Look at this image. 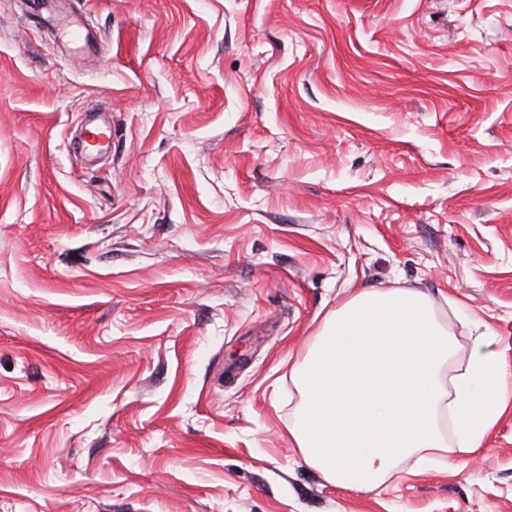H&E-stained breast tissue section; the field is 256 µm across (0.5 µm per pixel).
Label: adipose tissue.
I'll use <instances>...</instances> for the list:
<instances>
[{
    "mask_svg": "<svg viewBox=\"0 0 512 512\" xmlns=\"http://www.w3.org/2000/svg\"><path fill=\"white\" fill-rule=\"evenodd\" d=\"M459 341L414 288L359 290L324 322L294 372L300 402L288 435L332 485L366 492L410 458L478 448L495 423L506 380L492 341Z\"/></svg>",
    "mask_w": 512,
    "mask_h": 512,
    "instance_id": "obj_1",
    "label": "adipose tissue"
}]
</instances>
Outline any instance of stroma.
<instances>
[{
  "mask_svg": "<svg viewBox=\"0 0 512 512\" xmlns=\"http://www.w3.org/2000/svg\"><path fill=\"white\" fill-rule=\"evenodd\" d=\"M45 9L0 0V512H512V392L368 492L287 432L363 288L512 384V0H55L83 53Z\"/></svg>",
  "mask_w": 512,
  "mask_h": 512,
  "instance_id": "obj_1",
  "label": "stroma"
}]
</instances>
